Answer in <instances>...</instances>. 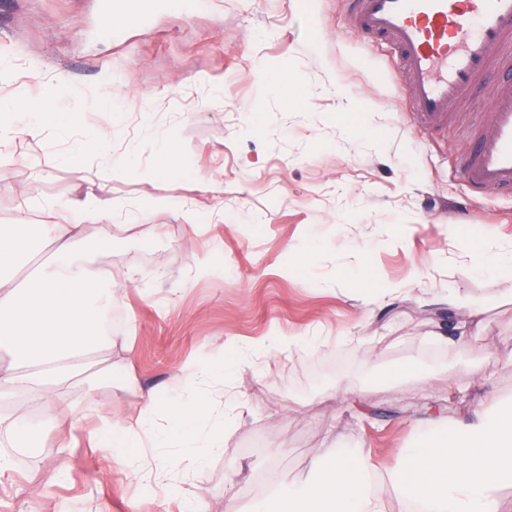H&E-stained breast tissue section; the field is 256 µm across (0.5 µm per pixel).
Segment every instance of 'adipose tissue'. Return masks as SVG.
Instances as JSON below:
<instances>
[{
	"instance_id": "1",
	"label": "adipose tissue",
	"mask_w": 512,
	"mask_h": 512,
	"mask_svg": "<svg viewBox=\"0 0 512 512\" xmlns=\"http://www.w3.org/2000/svg\"><path fill=\"white\" fill-rule=\"evenodd\" d=\"M52 230V260L38 283L22 290L9 276L32 246L29 227L0 225V354L11 357L0 365V391L35 392L50 401L74 378L91 389L109 375V368L90 372L74 359L104 344L102 316L112 301L111 289L84 263L81 225L56 224ZM153 405V395L144 394L136 424L117 423L108 432L126 464L136 462L137 431L149 424ZM211 416V407L192 396L170 409L171 434L181 438L191 464H202L221 446L218 431L198 433ZM168 435H156V443ZM312 467L317 480L288 498L268 497L256 512H385L379 484L364 460L319 452ZM388 479L403 501L421 504L422 512H503L500 489L512 482V416L492 418L473 410L468 425L429 434L409 449Z\"/></svg>"
}]
</instances>
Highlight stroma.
<instances>
[{"instance_id":"1","label":"stroma","mask_w":512,"mask_h":512,"mask_svg":"<svg viewBox=\"0 0 512 512\" xmlns=\"http://www.w3.org/2000/svg\"><path fill=\"white\" fill-rule=\"evenodd\" d=\"M0 0V101L50 103L56 124L0 142V225L83 224L106 212L112 341L84 359L111 367L56 403L0 397L43 430L33 448L0 440V512H243L272 482L295 488L314 451L362 454L384 476L429 426L512 402V272H476L468 251L512 249V197L471 192L458 163L469 119L439 128L413 112L387 39L362 35L348 0H176L166 13L112 0ZM293 80L289 97L276 80ZM125 97L101 105L104 86ZM108 127L103 154L67 159ZM181 151L159 176L158 141ZM389 295H381L383 287ZM276 336L288 350L238 347ZM234 367L201 393L228 411L224 446L164 498L104 442L154 391L168 424L191 365ZM417 374H404L407 364ZM68 412L69 438L44 426ZM68 471L38 494L60 463Z\"/></svg>"}]
</instances>
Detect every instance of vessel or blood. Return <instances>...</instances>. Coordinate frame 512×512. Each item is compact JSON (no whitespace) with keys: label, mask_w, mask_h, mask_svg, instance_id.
I'll return each instance as SVG.
<instances>
[{"label":"vessel or blood","mask_w":512,"mask_h":512,"mask_svg":"<svg viewBox=\"0 0 512 512\" xmlns=\"http://www.w3.org/2000/svg\"><path fill=\"white\" fill-rule=\"evenodd\" d=\"M364 34L390 40L414 112L439 126L481 98L490 131H477L459 167L476 189L512 196V0H351Z\"/></svg>","instance_id":"obj_1"}]
</instances>
